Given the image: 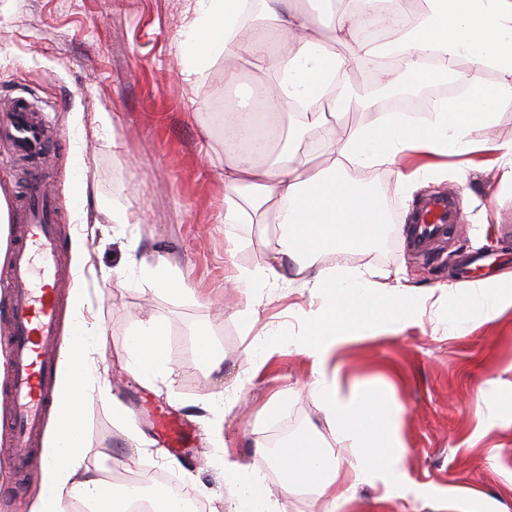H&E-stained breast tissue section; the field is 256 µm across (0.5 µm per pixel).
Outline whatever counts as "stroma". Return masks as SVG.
Here are the masks:
<instances>
[{"instance_id":"obj_1","label":"stroma","mask_w":512,"mask_h":512,"mask_svg":"<svg viewBox=\"0 0 512 512\" xmlns=\"http://www.w3.org/2000/svg\"><path fill=\"white\" fill-rule=\"evenodd\" d=\"M190 0H0V100L26 96L39 101L51 142L39 167L15 156L0 139V194L15 204L31 180L52 194L63 245V262L82 277L70 278L59 293V319L67 321L74 290L85 295L86 315L95 317L105 345L94 355L112 380V394L150 445L136 447L98 399L88 400L86 450L91 469L107 465L113 484L142 478L145 471L173 477L188 491L208 490L207 512H226L233 497L217 459L229 453L243 468H260L268 487L280 492L282 475L271 464L275 436L315 430L330 461L345 470L357 451L326 422L309 392L311 361L294 351L248 352L256 335L281 327L300 331L317 301L301 283L263 289L253 328L239 312L243 295L225 290L233 267L265 265L280 233L270 219L238 225L224 234V163L230 153L223 133L210 119L212 102L230 94L234 104L253 98L254 85L268 76L251 71L232 87L224 85V62L214 61L203 78L181 74L177 50ZM108 113L111 132L93 120ZM386 113L383 100L373 111H337L328 129L314 128L305 143L317 162L330 165L334 133L349 134ZM123 148L113 153V139ZM82 153H75V146ZM399 164L353 169L351 175L377 195L391 224L408 223L429 196L452 192L457 224L435 243L442 263L414 253L409 242L381 238L346 255L315 257L316 267H353L381 275L400 273L407 286L431 293L419 323L343 345L335 358L343 386L367 383L381 388L402 408L400 434L408 450L403 464L405 493L384 499L382 484L358 485L342 512H448V493L465 490L479 512H512V419L501 416L502 398L512 395V293L489 317L451 321L449 298L464 299L466 282L498 287L512 271V250L491 268L469 278L453 271L457 255L498 250L499 226H512V184L502 163L490 155L465 156L427 181L405 190ZM123 206L139 221L123 232L111 225L87 238L83 255L73 241L83 218L98 207ZM167 258L193 288V295L156 292L139 275L141 263ZM125 267L118 283L107 270ZM156 316L169 325L167 380L146 387L124 366L129 334L137 321ZM207 330L221 357L205 371L195 343ZM224 395L221 429H214L211 394ZM278 398L276 417L265 414ZM163 412L194 433L178 463L151 423ZM17 440L0 429V512H28L38 491L39 471L13 472L8 451Z\"/></svg>"}]
</instances>
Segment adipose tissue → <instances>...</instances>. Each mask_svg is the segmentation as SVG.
Instances as JSON below:
<instances>
[{
    "mask_svg": "<svg viewBox=\"0 0 512 512\" xmlns=\"http://www.w3.org/2000/svg\"><path fill=\"white\" fill-rule=\"evenodd\" d=\"M392 10L403 0H360L359 11H330L316 16L293 6L292 0H192L190 17L178 42L181 74L193 81L202 76L210 61L231 60L226 82H234L239 70L263 71L271 76L264 100L253 101L249 110L234 109L225 136L244 133L248 112H278L295 103L320 100L343 64L336 46L350 42L355 56L376 54L375 46L357 35L358 13H376L382 2ZM253 18L271 22L288 37L291 53L277 55L266 42L253 40L240 45L238 33ZM410 79L417 83L447 74L450 60L467 55L471 71L457 73L467 85L465 97L440 102L430 117L417 121L405 112H390L376 123L332 140V164L313 165L303 148L300 130L289 128L285 143L268 163L263 183L250 185L246 201L224 197V232L232 234L242 221L244 209L265 210L276 202L274 220L281 228L269 262L256 269H241L225 277L224 285L244 294V321H251L261 302L259 289L285 279L288 271L303 273L305 258L342 254L376 241L384 218L363 184L349 174L350 166L392 164L401 156L417 152L428 161L406 175V184L435 172V156L468 155L477 151L499 153L512 165L511 141L474 142L471 128L492 126L498 113L512 110V0H425V8L410 30L393 42ZM497 69L501 79L494 85L481 83L475 72ZM318 305L307 316L300 333L281 329L271 345L292 348L312 361L314 387L328 423L357 448L356 481L381 482L388 497L403 489L400 462L407 449L399 434L400 408L388 396L370 386H343L337 370L328 363L343 343L395 332L417 322L428 300L413 288L374 282L357 269L322 268L305 281ZM82 292H74V320L80 333L67 336L61 353L54 406L42 450L40 488L30 512H73L77 501L91 503L96 512H128L130 491L92 473L84 452L83 407L90 396L110 407L122 425L130 420L116 404L112 381L93 362L92 353L105 344L99 323L83 317ZM168 324L157 317L139 322L128 340L125 366L141 382L151 385L169 372L166 358ZM319 441L308 432L289 442L273 464L286 483L312 487L322 503L321 512H339L350 503V492H337L338 473L318 449ZM224 480L236 489L234 512H281L259 469L242 474L236 463L224 461Z\"/></svg>",
    "mask_w": 512,
    "mask_h": 512,
    "instance_id": "adipose-tissue-1",
    "label": "adipose tissue"
}]
</instances>
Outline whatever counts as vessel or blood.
I'll return each instance as SVG.
<instances>
[{"label": "vessel or blood", "mask_w": 512, "mask_h": 512, "mask_svg": "<svg viewBox=\"0 0 512 512\" xmlns=\"http://www.w3.org/2000/svg\"><path fill=\"white\" fill-rule=\"evenodd\" d=\"M39 111L35 100L24 96L12 100L5 133L21 154L35 156L42 150ZM54 209L46 189L39 185L30 188L17 211L20 243L0 276V287L8 289L12 299L9 333L0 340L7 347L12 374L11 425L22 438L39 428L53 400L58 288L66 275ZM456 222L451 194L430 197L413 215L411 241L415 246H425L444 227L455 226ZM156 425L172 451H180L193 439L190 430L169 417H157Z\"/></svg>", "instance_id": "1"}]
</instances>
